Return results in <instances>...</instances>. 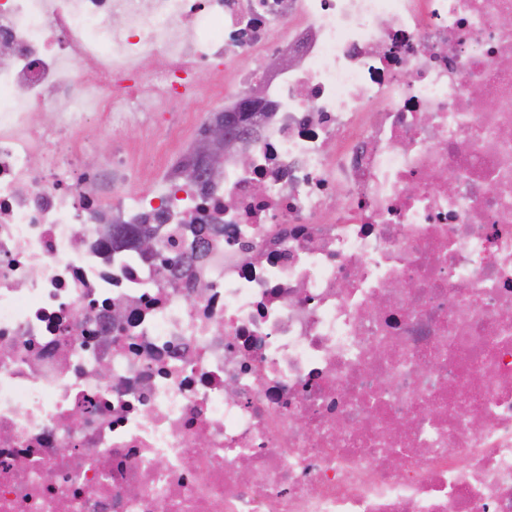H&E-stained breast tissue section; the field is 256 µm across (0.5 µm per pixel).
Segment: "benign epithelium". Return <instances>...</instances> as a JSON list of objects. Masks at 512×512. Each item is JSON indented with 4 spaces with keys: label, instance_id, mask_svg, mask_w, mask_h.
I'll return each mask as SVG.
<instances>
[{
    "label": "benign epithelium",
    "instance_id": "obj_1",
    "mask_svg": "<svg viewBox=\"0 0 512 512\" xmlns=\"http://www.w3.org/2000/svg\"><path fill=\"white\" fill-rule=\"evenodd\" d=\"M268 112V105L255 88L240 98L235 110L211 115L181 173L213 178L220 157L256 137ZM157 235L158 227L147 224L136 233L134 242L143 254L152 255L158 244Z\"/></svg>",
    "mask_w": 512,
    "mask_h": 512
}]
</instances>
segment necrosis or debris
Listing matches in <instances>:
<instances>
[{
    "label": "necrosis or debris",
    "mask_w": 512,
    "mask_h": 512,
    "mask_svg": "<svg viewBox=\"0 0 512 512\" xmlns=\"http://www.w3.org/2000/svg\"><path fill=\"white\" fill-rule=\"evenodd\" d=\"M1 42L0 512H512V0H0ZM211 70L248 163L133 190Z\"/></svg>",
    "instance_id": "4bbe7bcc"
}]
</instances>
